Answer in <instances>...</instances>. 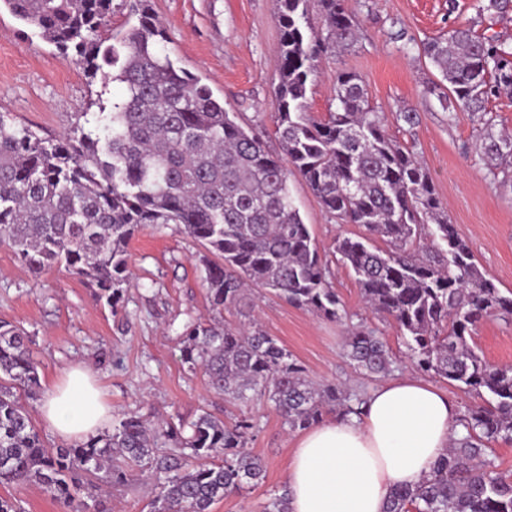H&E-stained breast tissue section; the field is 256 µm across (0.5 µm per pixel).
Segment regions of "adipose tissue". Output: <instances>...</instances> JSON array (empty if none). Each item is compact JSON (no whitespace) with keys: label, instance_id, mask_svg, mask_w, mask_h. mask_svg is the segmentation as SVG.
<instances>
[{"label":"adipose tissue","instance_id":"obj_1","mask_svg":"<svg viewBox=\"0 0 512 512\" xmlns=\"http://www.w3.org/2000/svg\"><path fill=\"white\" fill-rule=\"evenodd\" d=\"M79 363L45 390L40 413L64 442L98 436L112 409ZM458 414L447 393L405 375L371 390L358 416H336L301 434L288 464L291 512H385L390 492L412 488L448 452Z\"/></svg>","mask_w":512,"mask_h":512}]
</instances>
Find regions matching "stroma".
<instances>
[{
  "label": "stroma",
  "instance_id": "1",
  "mask_svg": "<svg viewBox=\"0 0 512 512\" xmlns=\"http://www.w3.org/2000/svg\"><path fill=\"white\" fill-rule=\"evenodd\" d=\"M348 4L360 24L359 39L350 50L321 60L309 94L313 116H324L333 103L337 71L358 74L371 105L385 114L390 134L413 148L428 169L481 270L502 292L512 291V182L495 181L490 174L481 154L482 124L468 112L447 114L426 94L427 84L438 81L439 74L418 54L422 41L470 24L512 46V12L481 20L475 0ZM151 5L177 65L199 77L269 151L278 152L273 120L281 28L274 0H151ZM123 91L120 83L90 77L73 53L44 42L8 10H0V114L57 140L79 113L98 111ZM410 109L419 114L413 127L398 118ZM289 186L350 318L333 322L255 290L238 310L224 312L223 322L258 317L315 382H343L366 393L376 387V380L356 373L345 355L343 343L353 325L384 338L394 358L392 376L413 373L392 321L370 312L353 274L334 260L337 237L362 234V227L327 214L300 176H291ZM128 252L132 275L122 286L121 302L112 307L91 280L62 266L33 276L9 247L0 246V321L29 337L41 386L70 364L87 362L112 406L113 420L135 415L148 422L158 416L190 421L205 408L234 424L239 406L211 392L202 371L181 355L186 325L212 316L202 247L180 225L160 224L136 234ZM474 341L489 362L512 365V321L485 319ZM249 413L257 425L249 446L265 464V479L216 502L211 512H261L268 494L286 484L296 432L268 402L253 404ZM80 483L84 491L96 493L108 512H149L154 496L153 482L135 467L122 484L113 482L108 469ZM0 497L17 503L21 512H64L44 486L34 483L0 484Z\"/></svg>",
  "mask_w": 512,
  "mask_h": 512
}]
</instances>
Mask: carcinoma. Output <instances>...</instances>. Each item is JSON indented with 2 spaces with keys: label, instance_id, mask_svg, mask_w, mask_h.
<instances>
[{
  "label": "carcinoma",
  "instance_id": "cac0c4a2",
  "mask_svg": "<svg viewBox=\"0 0 512 512\" xmlns=\"http://www.w3.org/2000/svg\"><path fill=\"white\" fill-rule=\"evenodd\" d=\"M282 32L276 64L274 136L281 155L224 109L212 91L176 65L150 0H133L136 23L103 45L98 31L112 0H0L40 38L66 52L123 96L56 142L0 115V245L35 274L56 266L92 279L115 307L128 265V243L156 224H179L206 247L210 308L236 306L253 285L286 303L341 322L348 312L332 288L328 265L296 208L288 168L302 177L322 208L367 236L336 239L335 252L372 311L396 325L406 355L421 372L488 396L459 420L462 431L430 479L395 490L386 512H512V476L489 457L491 442H512V365L487 361L470 344L485 318L512 316V295L480 269L451 224L431 176L411 148L387 131L361 78L336 73L334 106L308 112L317 63L359 38L346 0H275ZM316 4L321 27L309 21ZM512 0H478L477 16L507 13ZM442 81L426 93L448 109L483 122L484 155L493 179L512 181V134H494L489 98L512 90V47L456 27L419 46ZM379 239L385 247L372 241ZM347 357L367 377L391 371L382 337L355 329ZM184 362L204 369L217 395L244 407L265 399L291 430H305L328 410L360 415L365 394L334 382L317 385L280 341L253 325H187ZM40 388L38 364L24 332L0 322V482L43 485L69 512L81 472L114 456L155 477L152 512H211L225 496L265 478L248 447L255 424L232 425L208 411L188 423L148 426L133 415L81 444L49 448L15 393ZM263 512H290L288 490Z\"/></svg>",
  "mask_w": 512,
  "mask_h": 512
}]
</instances>
